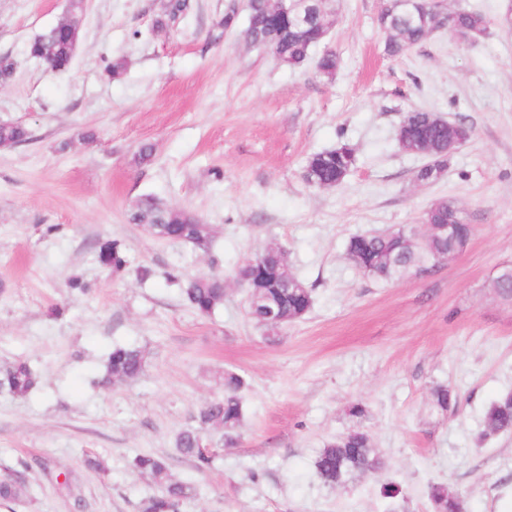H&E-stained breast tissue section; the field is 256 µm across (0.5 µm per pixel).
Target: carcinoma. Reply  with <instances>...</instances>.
Masks as SVG:
<instances>
[{"instance_id":"carcinoma-1","label":"carcinoma","mask_w":512,"mask_h":512,"mask_svg":"<svg viewBox=\"0 0 512 512\" xmlns=\"http://www.w3.org/2000/svg\"><path fill=\"white\" fill-rule=\"evenodd\" d=\"M191 9L189 0H166L161 15L156 19L158 29L175 25ZM305 17L297 22L296 15ZM455 27L471 41L481 38L489 27L486 17L477 11L457 8L449 12ZM379 24L385 30V52L398 57L421 44L435 30L429 0H415L407 7L387 0ZM331 26L330 15L320 0H304L291 12L279 6L277 0H254L247 35L263 42L276 57L290 67H300L309 62L312 48L322 43ZM79 30V20L71 17L41 34V38L28 45V53L43 56L55 72L69 69L74 58L72 33ZM339 65L336 53L326 49L316 59L317 71L326 79L336 76ZM471 129L462 122H449L434 112L413 110L407 113L403 125L396 132L398 148L423 152L432 166L415 172V178L438 181L448 166V147L451 143H465ZM31 138L29 129L19 123L0 124V145L9 148ZM357 157L354 149L341 143L332 149L312 154L304 170L305 180L313 186L332 187L342 183L355 168ZM131 224H145L153 228L160 239L194 245L208 240L207 225L184 210L171 209L156 198L147 195L139 198L127 211ZM422 222L428 224L457 223L458 239L434 236L427 239L423 248L400 246L401 236H382L361 233L352 236L346 247L347 258L357 266H369L368 278L377 281H394L412 270L425 273L440 261L455 254L457 240L472 235V225L466 223L464 212L455 203L442 199L432 202L423 212ZM99 261L114 268L126 263L121 244L114 240L99 246ZM269 274L274 276L267 292L274 301L281 323L303 317L312 306V295L306 288H290L281 281L288 267V251L280 246H270L258 254ZM168 279L180 285L181 294L189 306L201 315H209L224 303V275L185 277L178 272L168 273ZM145 352L134 346L117 345L108 355L105 373L99 384L108 387L115 382H132L144 374ZM38 375L25 361H16L0 375V389L24 397L37 385ZM224 395L207 402L197 415L198 427L181 431L175 439L179 454L203 470L213 462L212 454L200 446L203 434L213 428L221 432L223 444L234 446L244 417L242 393L245 380L239 374L227 371L223 378ZM435 407L448 412L458 406V396L447 386L432 389ZM512 433V392H505L488 407L485 429L480 440L497 434ZM383 465L370 435L352 431L328 442L315 459L314 466L321 481L330 487H341L363 474L374 472ZM133 468L148 477L158 492L141 501V512H176L180 501L196 495L195 485L176 479L167 458L156 455H138ZM25 493V484L19 480L0 481V500L12 502ZM432 512H465L464 503L439 484L429 488Z\"/></svg>"}]
</instances>
